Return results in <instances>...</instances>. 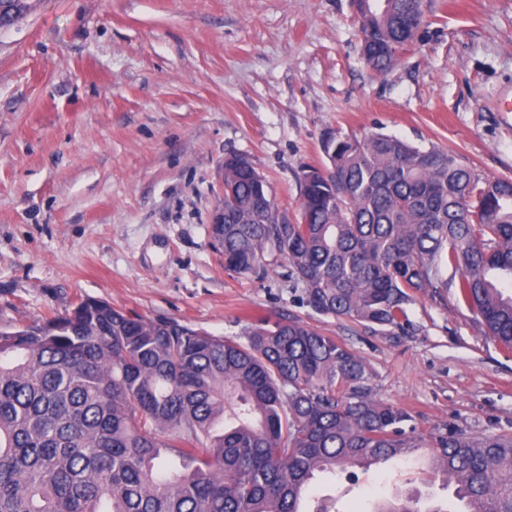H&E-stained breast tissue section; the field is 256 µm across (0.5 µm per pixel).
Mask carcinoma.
<instances>
[{"mask_svg": "<svg viewBox=\"0 0 512 512\" xmlns=\"http://www.w3.org/2000/svg\"><path fill=\"white\" fill-rule=\"evenodd\" d=\"M418 8L388 0L363 32L403 47ZM324 167L290 215L257 207L259 172L225 158L212 229L225 269L265 274L282 259L313 312L373 330L452 288L512 350V179L381 132H336ZM369 380L359 356L290 316L250 323L244 343L88 298L0 326V512H338L336 494L306 496L317 476L333 486L349 465L421 448L459 512H512L511 434L425 437ZM373 512L451 510L408 488Z\"/></svg>", "mask_w": 512, "mask_h": 512, "instance_id": "cac0c4a2", "label": "carcinoma"}]
</instances>
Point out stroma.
Segmentation results:
<instances>
[{
    "label": "stroma",
    "mask_w": 512,
    "mask_h": 512,
    "mask_svg": "<svg viewBox=\"0 0 512 512\" xmlns=\"http://www.w3.org/2000/svg\"><path fill=\"white\" fill-rule=\"evenodd\" d=\"M0 29V325L84 298L244 341L290 315L367 363L375 399L419 433L512 434V351L454 297L420 295L402 328L313 312L285 262L225 271L209 218L230 155L249 158L288 213L338 129L453 151L512 178V0H421L413 43L384 73L362 54L353 0H30ZM428 456L336 484L341 512L404 488L438 500Z\"/></svg>",
    "instance_id": "35a3bbf8"
}]
</instances>
